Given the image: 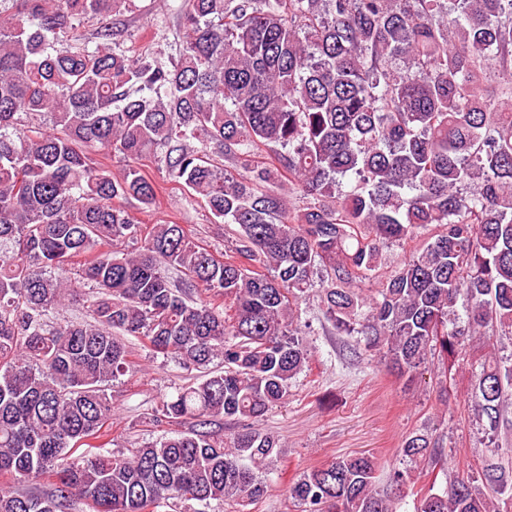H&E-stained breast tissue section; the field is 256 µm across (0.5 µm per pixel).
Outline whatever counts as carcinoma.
Segmentation results:
<instances>
[{
	"label": "carcinoma",
	"mask_w": 512,
	"mask_h": 512,
	"mask_svg": "<svg viewBox=\"0 0 512 512\" xmlns=\"http://www.w3.org/2000/svg\"><path fill=\"white\" fill-rule=\"evenodd\" d=\"M177 2V40L150 53L113 47L132 0L0 10V473L52 479L0 489V512L254 501L282 447L259 422L309 366L311 294L402 375L430 358L449 375L483 338L494 357L472 370L469 402L497 443L512 408V0ZM86 17L107 23L86 37ZM147 156L238 226L224 258L174 223L127 249L140 227L121 201L159 202ZM418 237L387 265L384 247ZM128 336L200 375L149 417L185 429L125 456L96 440L110 383L134 372ZM224 418L242 429L224 436ZM400 453L445 468L426 431ZM502 454L482 484L503 494ZM378 469L336 458L296 474L288 498L395 512ZM418 512H512V495L495 504L468 475Z\"/></svg>",
	"instance_id": "cac0c4a2"
}]
</instances>
